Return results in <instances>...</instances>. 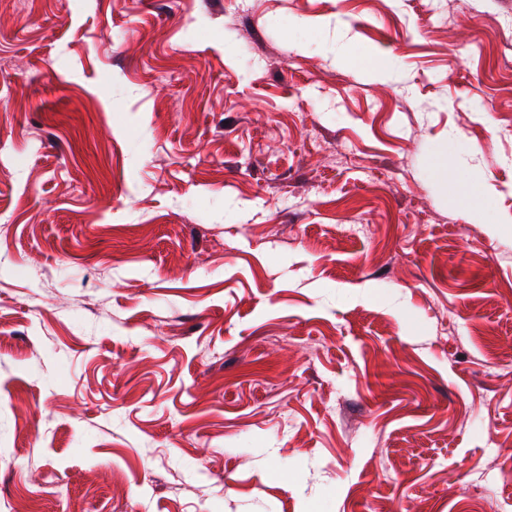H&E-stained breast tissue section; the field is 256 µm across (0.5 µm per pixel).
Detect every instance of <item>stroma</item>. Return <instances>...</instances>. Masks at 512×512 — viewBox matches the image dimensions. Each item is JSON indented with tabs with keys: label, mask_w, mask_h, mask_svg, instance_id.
Here are the masks:
<instances>
[{
	"label": "stroma",
	"mask_w": 512,
	"mask_h": 512,
	"mask_svg": "<svg viewBox=\"0 0 512 512\" xmlns=\"http://www.w3.org/2000/svg\"><path fill=\"white\" fill-rule=\"evenodd\" d=\"M0 512H512V0H0Z\"/></svg>",
	"instance_id": "stroma-1"
}]
</instances>
